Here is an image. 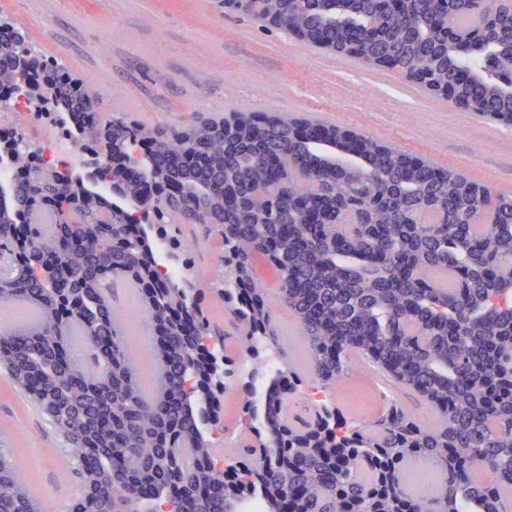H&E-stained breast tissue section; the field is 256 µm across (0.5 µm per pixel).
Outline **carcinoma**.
<instances>
[{"mask_svg":"<svg viewBox=\"0 0 512 512\" xmlns=\"http://www.w3.org/2000/svg\"><path fill=\"white\" fill-rule=\"evenodd\" d=\"M321 13L313 0H241L236 10L259 19L275 12L290 31L305 27L334 52L390 71L415 85L429 65L448 84L455 105L476 98L478 114H512V0H403L402 17L379 12L382 0H351ZM368 37L356 53L346 36ZM471 33L488 55L448 49V36ZM32 50L15 40L0 48V88L8 98L30 80ZM98 90L69 83L45 98L49 124L60 125L78 149L96 130L109 143L148 144L153 170L122 179L113 192L133 203L143 182L180 191L145 210L153 237L193 265L182 229L221 239V265L207 282L173 280L153 271V255L130 232L123 212L108 207L73 166L39 176L45 158L0 149V254L15 253L3 292L34 318L0 333V369L34 398L69 439L66 461L81 490L67 512H153L138 490L170 496L177 512H241L258 496L280 512H506L512 490V195L463 173L435 168L371 136L350 135L313 122L237 110L229 131L199 114L187 126L146 125L126 115L101 119ZM238 190L224 203V184ZM72 222L46 221L69 212ZM318 210L306 222L294 202ZM63 252L61 287L41 270L42 247ZM263 260L277 275L271 293L256 274ZM127 281L139 291L158 350L151 393L143 390L111 287ZM224 300V325L205 312L207 296ZM299 324L307 369L281 347L275 308ZM194 313L190 334L178 313ZM234 336L239 354L225 352V378L245 357H260L263 340L278 369L263 397L260 435L273 453L252 481L244 443L215 464L204 412L185 385L221 390L215 429H224V378L208 382L201 337ZM376 366L386 382L416 394L437 414L428 425L397 399L367 420L319 426L296 422L290 395L308 385L329 387L355 374V359ZM241 427L256 397L239 395ZM417 461L438 474L429 491L408 486ZM488 474L476 480L473 470ZM0 512H43L14 457L0 448Z\"/></svg>","mask_w":512,"mask_h":512,"instance_id":"carcinoma-1","label":"carcinoma"}]
</instances>
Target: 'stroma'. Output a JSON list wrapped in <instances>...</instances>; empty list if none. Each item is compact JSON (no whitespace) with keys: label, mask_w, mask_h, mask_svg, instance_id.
Returning a JSON list of instances; mask_svg holds the SVG:
<instances>
[{"label":"stroma","mask_w":512,"mask_h":512,"mask_svg":"<svg viewBox=\"0 0 512 512\" xmlns=\"http://www.w3.org/2000/svg\"><path fill=\"white\" fill-rule=\"evenodd\" d=\"M0 0V16L25 24L36 56L57 58L101 93L103 116L131 114L184 125L235 108L314 120L377 137L384 145L512 194V126L448 104L395 74L293 34L225 12L219 0ZM126 338L151 388L153 364L136 298L116 300ZM0 440L47 512H65L80 491L60 464L69 442L0 378Z\"/></svg>","instance_id":"35a3bbf8"}]
</instances>
